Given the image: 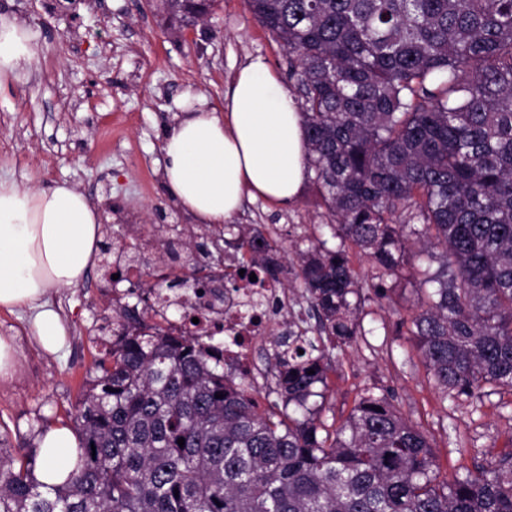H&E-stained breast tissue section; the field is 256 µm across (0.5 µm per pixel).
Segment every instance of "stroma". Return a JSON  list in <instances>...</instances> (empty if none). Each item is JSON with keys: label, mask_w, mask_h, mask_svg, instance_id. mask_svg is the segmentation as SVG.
Segmentation results:
<instances>
[{"label": "stroma", "mask_w": 512, "mask_h": 512, "mask_svg": "<svg viewBox=\"0 0 512 512\" xmlns=\"http://www.w3.org/2000/svg\"><path fill=\"white\" fill-rule=\"evenodd\" d=\"M0 10L41 37L29 81L0 89V180L45 188L66 182L103 211L102 240H181V269L206 263L209 227L169 198L162 140L185 98L224 104L235 73L251 58L267 60L288 92V53L249 12L245 0H217L206 22L184 39L153 0H0ZM245 229L276 232L284 247L328 223L310 183L274 205L245 199L231 218ZM388 300L363 291L361 335L332 352L327 375V429L338 428L365 391L387 394L427 436L440 480L451 481L512 451V389L478 399H444L406 322L420 294L417 280L390 281ZM126 284L110 287L100 266L46 299L65 329L55 352L33 334V311L0 310V335L18 351L14 376L0 379V434L11 449L32 444L40 424L65 419L99 351L97 328Z\"/></svg>", "instance_id": "obj_1"}]
</instances>
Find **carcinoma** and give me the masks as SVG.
<instances>
[{
    "mask_svg": "<svg viewBox=\"0 0 512 512\" xmlns=\"http://www.w3.org/2000/svg\"><path fill=\"white\" fill-rule=\"evenodd\" d=\"M246 3L288 52L307 172L333 217L334 246L296 244L315 328L288 321L261 409L214 337L146 323L154 286L130 288L70 413L76 468L48 487L39 448L13 454L0 435V512H512V452L440 482L426 435L386 396L331 433L309 405L360 328L352 246L381 300L404 268L422 276L407 331L444 397L512 388V0ZM234 228L253 285L283 284L277 242Z\"/></svg>",
    "mask_w": 512,
    "mask_h": 512,
    "instance_id": "obj_1",
    "label": "carcinoma"
}]
</instances>
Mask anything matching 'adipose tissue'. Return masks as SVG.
I'll list each match as a JSON object with an SVG mask.
<instances>
[{"label": "adipose tissue", "instance_id": "adipose-tissue-1", "mask_svg": "<svg viewBox=\"0 0 512 512\" xmlns=\"http://www.w3.org/2000/svg\"><path fill=\"white\" fill-rule=\"evenodd\" d=\"M41 53L39 35L0 14V85L28 79ZM225 109L196 98L163 139V179L170 196L199 224H220L244 196L272 204L294 199L305 176L301 116L263 57L235 74ZM101 212L68 183L24 189L0 181V308H35L33 328L47 350L64 330L45 296L78 286L96 261ZM41 482L61 483L77 461L70 427L50 426L38 442Z\"/></svg>", "mask_w": 512, "mask_h": 512}]
</instances>
